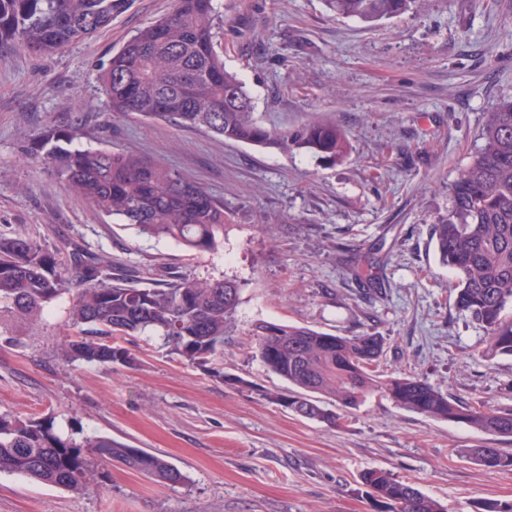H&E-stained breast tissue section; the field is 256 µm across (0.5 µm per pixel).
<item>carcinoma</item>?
Listing matches in <instances>:
<instances>
[{"instance_id":"1","label":"carcinoma","mask_w":512,"mask_h":512,"mask_svg":"<svg viewBox=\"0 0 512 512\" xmlns=\"http://www.w3.org/2000/svg\"><path fill=\"white\" fill-rule=\"evenodd\" d=\"M412 0H327L344 18L378 22L410 9ZM128 0H0V42L15 40L38 54L84 41L108 26ZM218 11L214 0H174L162 19L139 29L112 54L101 74L109 106L117 115L139 114L205 129L226 140L336 160L348 150L336 125L312 122L271 130L253 116L246 83L229 71L215 49ZM73 136L43 134L41 148L67 190L99 212L131 224L149 237L169 238L199 252L218 249L224 238V202L174 169L134 154L107 149L64 148ZM481 145L450 187L451 206L432 227L441 264L456 273L459 311L487 336L490 361L512 356V96L486 113ZM73 295L68 321L75 331L63 346L68 362L133 366L119 340L157 336L185 364L222 378L215 367L224 336L235 319L240 285L226 279L173 276L128 282L112 261L72 243L51 246L21 232L0 233V344L26 346L45 312ZM264 366L292 386L268 392L276 405L305 419L335 425L334 406L355 409L381 392L397 406L512 437V411L489 412L464 403L412 375L383 376L374 365L383 355L375 333L338 336L308 327L260 321L253 325ZM492 473L512 470V453L501 448H462ZM118 462L164 485L186 476L162 456L108 437L77 441L54 421L0 414V472L79 493L98 466ZM374 512H444L436 500L382 469L360 476ZM472 512H512V502L477 501Z\"/></svg>"}]
</instances>
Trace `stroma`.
I'll list each match as a JSON object with an SVG mask.
<instances>
[{
	"label": "stroma",
	"instance_id": "1",
	"mask_svg": "<svg viewBox=\"0 0 512 512\" xmlns=\"http://www.w3.org/2000/svg\"><path fill=\"white\" fill-rule=\"evenodd\" d=\"M216 4L218 48L251 91L259 123L335 122L349 143L344 159L113 116L100 83L113 50L173 0H129L91 40L47 55L0 44V233L70 238L144 278L241 286L224 338L233 384L140 336L124 342L136 367L65 362L62 302L26 348L0 347V413L158 453L187 477L167 486L105 464L88 491L71 493L2 472L0 512H372L359 484L370 468L413 483L445 512L512 500V471L490 473L459 454L512 452V438L427 418L380 393L335 427L298 417L267 399L287 383L264 367L249 334L259 321L374 331L385 339L382 374L416 375L452 398L512 411V356L484 360V332L456 309L455 275L430 234L480 145L486 112L512 95V0H414L374 23L337 16L325 0ZM50 128L202 183L224 201L219 248L140 236L71 195L40 149Z\"/></svg>",
	"mask_w": 512,
	"mask_h": 512
}]
</instances>
